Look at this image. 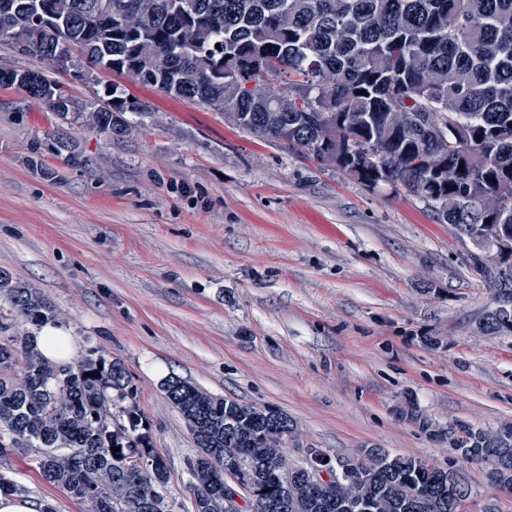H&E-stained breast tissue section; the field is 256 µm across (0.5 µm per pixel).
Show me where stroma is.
Wrapping results in <instances>:
<instances>
[{"mask_svg": "<svg viewBox=\"0 0 512 512\" xmlns=\"http://www.w3.org/2000/svg\"><path fill=\"white\" fill-rule=\"evenodd\" d=\"M0 68L51 76L70 104L0 87V268L48 299L80 352L124 362L180 512L196 446L162 390L172 375L288 415L289 462L383 448L455 470L467 512H512V491L430 437L512 423V335L475 329L491 300L469 241L416 198L82 57L59 67L2 40ZM115 84L144 107L118 136L93 119ZM8 474L56 512H89L24 460Z\"/></svg>", "mask_w": 512, "mask_h": 512, "instance_id": "35a3bbf8", "label": "stroma"}]
</instances>
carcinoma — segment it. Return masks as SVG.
Here are the masks:
<instances>
[{"label":"carcinoma","instance_id":"obj_1","mask_svg":"<svg viewBox=\"0 0 512 512\" xmlns=\"http://www.w3.org/2000/svg\"><path fill=\"white\" fill-rule=\"evenodd\" d=\"M138 2L140 42L112 25V59L134 52L173 67L178 80L154 82L161 91L367 188L420 199L461 239L489 222L512 241V0H178L179 11L171 0ZM462 16L469 24L458 32ZM108 97L96 125L120 134L140 105L116 86ZM448 118V134L435 137ZM484 258L475 246L465 260L494 296L502 285ZM1 296L11 313L0 315V465L30 459L91 512H178L124 363L93 350L68 363L44 358L16 327L54 319L53 306L3 269ZM163 390L197 448L187 460L193 512H225L226 475L245 477L247 512H275L283 500L289 512H455L447 470L381 448L329 459L338 496L316 491L304 471L282 482L274 471L287 463L285 438L298 437L288 416L177 377ZM277 420L288 436L269 431ZM433 437L512 489V425L455 420Z\"/></svg>","mask_w":512,"mask_h":512}]
</instances>
